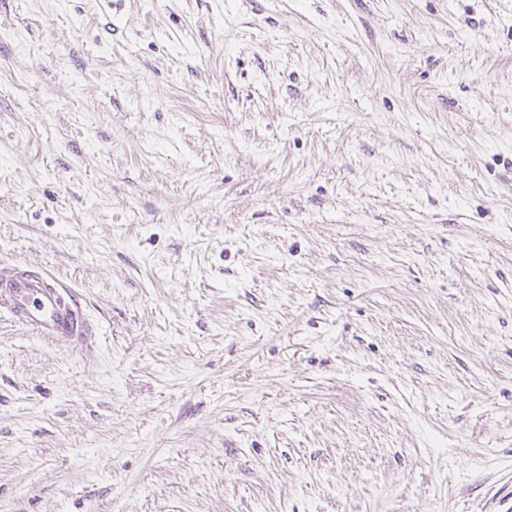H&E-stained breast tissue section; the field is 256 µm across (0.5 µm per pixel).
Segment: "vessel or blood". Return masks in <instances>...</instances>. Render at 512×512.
I'll return each instance as SVG.
<instances>
[{
    "instance_id": "vessel-or-blood-1",
    "label": "vessel or blood",
    "mask_w": 512,
    "mask_h": 512,
    "mask_svg": "<svg viewBox=\"0 0 512 512\" xmlns=\"http://www.w3.org/2000/svg\"><path fill=\"white\" fill-rule=\"evenodd\" d=\"M0 313L34 336L87 347L94 326L75 295L25 264L0 266Z\"/></svg>"
}]
</instances>
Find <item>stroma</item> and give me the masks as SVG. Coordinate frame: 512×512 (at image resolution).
<instances>
[{"mask_svg":"<svg viewBox=\"0 0 512 512\" xmlns=\"http://www.w3.org/2000/svg\"><path fill=\"white\" fill-rule=\"evenodd\" d=\"M0 512H512V0H0ZM0 313L36 337L74 348L87 347L95 336L75 295L26 264L0 266Z\"/></svg>","mask_w":512,"mask_h":512,"instance_id":"1","label":"stroma"}]
</instances>
